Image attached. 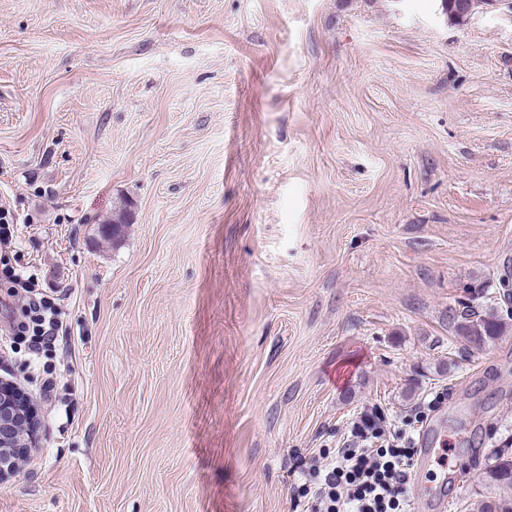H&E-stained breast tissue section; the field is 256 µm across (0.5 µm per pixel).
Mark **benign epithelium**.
Instances as JSON below:
<instances>
[{"label":"benign epithelium","mask_w":512,"mask_h":512,"mask_svg":"<svg viewBox=\"0 0 512 512\" xmlns=\"http://www.w3.org/2000/svg\"><path fill=\"white\" fill-rule=\"evenodd\" d=\"M35 418L34 408L29 402L20 400L13 383L0 380V431L7 428L17 435L13 446L5 444L0 437V480L19 472L24 453L17 452V449L31 447L34 436L27 424L34 423Z\"/></svg>","instance_id":"1"}]
</instances>
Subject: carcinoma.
<instances>
[{"mask_svg":"<svg viewBox=\"0 0 512 512\" xmlns=\"http://www.w3.org/2000/svg\"><path fill=\"white\" fill-rule=\"evenodd\" d=\"M441 8L448 17L465 21L474 7V0H440ZM127 205L123 204L112 213V220L105 223L104 236L116 237L129 225L126 219ZM485 290L474 287L468 301L460 308L450 309L448 319L458 336L471 348L481 350L512 332V314L504 316L498 306L484 304ZM483 486L490 490L512 491V453L499 449L488 460L481 473ZM477 512H512V495L485 497L478 501Z\"/></svg>","mask_w":512,"mask_h":512,"instance_id":"cac0c4a2","label":"carcinoma"}]
</instances>
